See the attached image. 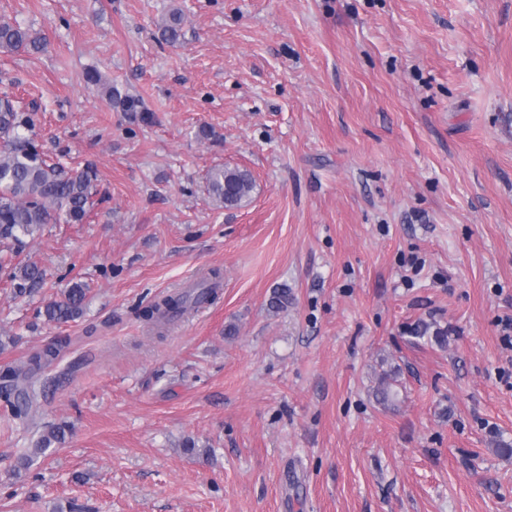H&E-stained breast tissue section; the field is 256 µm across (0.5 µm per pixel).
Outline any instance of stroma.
Masks as SVG:
<instances>
[{"label": "stroma", "mask_w": 512, "mask_h": 512, "mask_svg": "<svg viewBox=\"0 0 512 512\" xmlns=\"http://www.w3.org/2000/svg\"><path fill=\"white\" fill-rule=\"evenodd\" d=\"M0 18L48 42L0 50V94L46 155L96 165L100 195L0 251V370L37 392L27 424L0 410V512H512V0H0ZM221 166L252 173L242 206L209 196ZM26 263L46 277L19 297ZM212 269L215 302L143 320ZM75 281L82 315L43 317ZM49 423L64 443L20 468ZM185 16L180 9H173L158 25L161 39L170 44H176L184 37L183 26ZM85 81L88 85L95 87L97 90L102 86V93L110 105H112V99L115 98L123 105L125 112H143L139 99L127 95L121 97L120 94L112 88V85H106L102 82V76L98 71H87L85 73Z\"/></svg>", "instance_id": "stroma-1"}]
</instances>
